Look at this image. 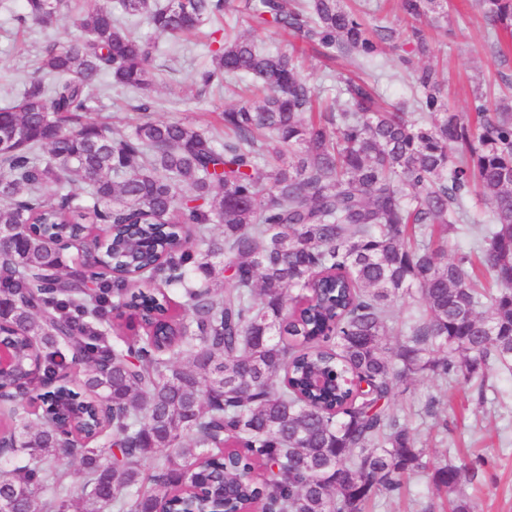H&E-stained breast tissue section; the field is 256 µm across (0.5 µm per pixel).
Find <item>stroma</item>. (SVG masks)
Returning a JSON list of instances; mask_svg holds the SVG:
<instances>
[{
    "instance_id": "35a3bbf8",
    "label": "stroma",
    "mask_w": 512,
    "mask_h": 512,
    "mask_svg": "<svg viewBox=\"0 0 512 512\" xmlns=\"http://www.w3.org/2000/svg\"><path fill=\"white\" fill-rule=\"evenodd\" d=\"M22 12V0H0V106L21 93L45 47L72 34L67 16L43 29L19 23ZM125 22L154 45L153 118L191 121L209 130L218 126L225 107L241 100V82L220 90L202 87L198 81L216 48V23H203L196 37L177 40L154 32L144 18L129 16ZM431 37L434 53L429 63L440 73L450 108L461 115L469 114L477 88L512 81V40L499 47L488 40L475 0H448V30L432 32ZM398 55V50H388L384 65L366 71L390 104L411 95L410 79L398 66ZM357 72L354 59L343 57L326 64L312 54L301 68L302 76L329 101L337 96L340 78ZM95 95L93 116L110 125L135 116L142 98L141 92L117 86L107 76L100 79ZM489 383L497 396L492 404L481 402L476 388L454 381L445 384L425 373L400 384L390 410L409 422L431 459L446 454L472 464L475 476L465 487L471 512H512V373L490 372ZM432 400L448 422L447 432L438 435L432 433V420L424 414ZM436 499L429 477L422 475L413 481L407 498H378L370 512H420Z\"/></svg>"
}]
</instances>
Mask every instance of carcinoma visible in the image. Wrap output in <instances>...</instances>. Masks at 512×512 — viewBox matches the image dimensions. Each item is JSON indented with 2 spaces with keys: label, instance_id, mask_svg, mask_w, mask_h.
<instances>
[{
  "label": "carcinoma",
  "instance_id": "carcinoma-1",
  "mask_svg": "<svg viewBox=\"0 0 512 512\" xmlns=\"http://www.w3.org/2000/svg\"><path fill=\"white\" fill-rule=\"evenodd\" d=\"M79 2L25 0L23 19L65 11L79 36L44 51L57 81L32 76L0 107V336L17 358L0 374V498L66 512L58 462L73 459L79 512H364L425 473L469 512V466L431 467L389 404L425 372L481 392L512 372V102L477 95L470 123L435 69L402 56L416 117L361 79L317 112L295 45L230 27L200 80L248 79L258 100L224 109V143L182 120L91 117L101 75L153 82L124 15L172 38L233 15L376 65L401 36L430 55L447 0H400V30L343 0ZM477 7L489 37L512 35V0ZM459 231L479 263L448 258ZM416 294L423 311L398 326L395 303ZM33 371L49 403L29 417L16 388Z\"/></svg>",
  "mask_w": 512,
  "mask_h": 512
}]
</instances>
